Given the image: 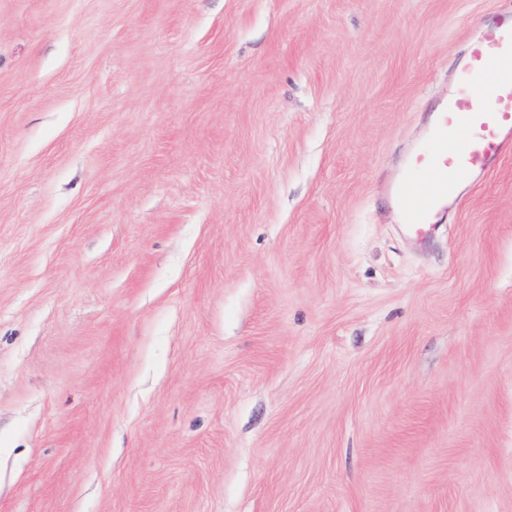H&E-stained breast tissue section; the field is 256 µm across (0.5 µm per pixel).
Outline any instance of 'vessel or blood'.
Returning <instances> with one entry per match:
<instances>
[{"mask_svg": "<svg viewBox=\"0 0 512 512\" xmlns=\"http://www.w3.org/2000/svg\"><path fill=\"white\" fill-rule=\"evenodd\" d=\"M494 39L471 44L456 89L393 187L402 221L425 238L459 187L512 154V12Z\"/></svg>", "mask_w": 512, "mask_h": 512, "instance_id": "vessel-or-blood-1", "label": "vessel or blood"}]
</instances>
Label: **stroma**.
I'll return each mask as SVG.
<instances>
[{"label": "stroma", "instance_id": "1", "mask_svg": "<svg viewBox=\"0 0 512 512\" xmlns=\"http://www.w3.org/2000/svg\"><path fill=\"white\" fill-rule=\"evenodd\" d=\"M512 0H0V512H512V158L390 186Z\"/></svg>", "mask_w": 512, "mask_h": 512}]
</instances>
